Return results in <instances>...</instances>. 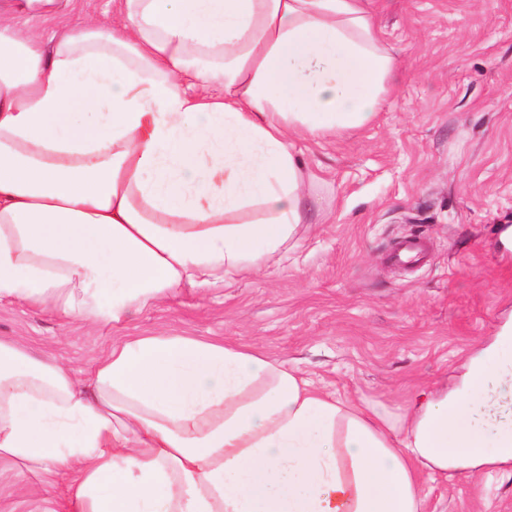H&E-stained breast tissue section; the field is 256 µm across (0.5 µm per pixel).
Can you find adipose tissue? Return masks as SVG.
Listing matches in <instances>:
<instances>
[{"instance_id": "ef3b65f1", "label": "adipose tissue", "mask_w": 512, "mask_h": 512, "mask_svg": "<svg viewBox=\"0 0 512 512\" xmlns=\"http://www.w3.org/2000/svg\"><path fill=\"white\" fill-rule=\"evenodd\" d=\"M0 0V302L120 325L275 261L305 222L292 141L377 117L372 0H115L53 44ZM257 210L245 221L244 211ZM476 347L405 425L234 343L133 336L89 385L0 341V460L69 512H426L420 473L512 472L501 353Z\"/></svg>"}]
</instances>
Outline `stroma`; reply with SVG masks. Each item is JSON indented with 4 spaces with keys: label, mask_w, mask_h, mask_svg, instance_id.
<instances>
[{
    "label": "stroma",
    "mask_w": 512,
    "mask_h": 512,
    "mask_svg": "<svg viewBox=\"0 0 512 512\" xmlns=\"http://www.w3.org/2000/svg\"><path fill=\"white\" fill-rule=\"evenodd\" d=\"M394 59L368 127L294 150L313 174L309 221L281 264L208 291L186 290L132 322L94 328L0 305V340L25 338L85 381L130 336L177 334L251 345L337 397L401 419L512 319V0H374ZM108 0H71L29 24L50 39ZM425 240L429 260L394 264ZM428 512H512V475L421 474ZM65 512L54 488L0 461V512ZM426 254V244L423 239L409 237L402 240L396 248L393 259L399 263L418 262Z\"/></svg>",
    "instance_id": "obj_1"
}]
</instances>
